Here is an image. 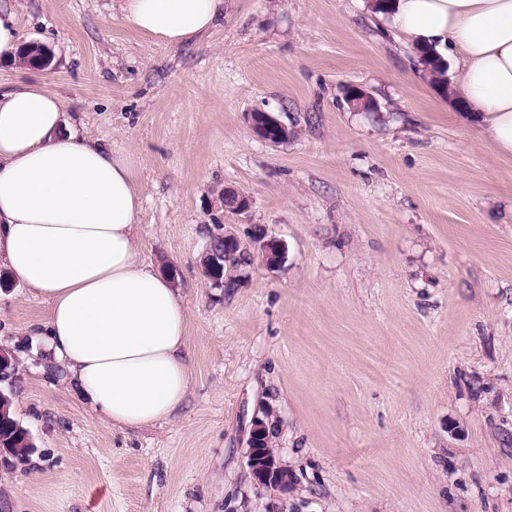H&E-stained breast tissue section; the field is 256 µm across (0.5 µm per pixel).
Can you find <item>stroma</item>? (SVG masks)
I'll use <instances>...</instances> for the list:
<instances>
[{
  "mask_svg": "<svg viewBox=\"0 0 512 512\" xmlns=\"http://www.w3.org/2000/svg\"><path fill=\"white\" fill-rule=\"evenodd\" d=\"M80 135L129 157L142 258L173 274L191 383L156 426L112 429L23 328L47 305L0 288L13 411L36 445L0 457V512H512V159L478 140L371 0H225L166 45L120 0H0ZM357 86L375 112L349 108ZM262 110L293 128L271 144ZM227 187L251 202L235 213ZM286 249L234 288L203 274L211 231ZM280 419L292 476L258 487L245 452ZM251 128L260 139L279 144L288 141L292 130L273 113L256 111L251 113Z\"/></svg>",
  "mask_w": 512,
  "mask_h": 512,
  "instance_id": "stroma-1",
  "label": "stroma"
}]
</instances>
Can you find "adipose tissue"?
<instances>
[{
  "mask_svg": "<svg viewBox=\"0 0 512 512\" xmlns=\"http://www.w3.org/2000/svg\"><path fill=\"white\" fill-rule=\"evenodd\" d=\"M224 0H123L121 20L175 46L211 30ZM394 29L438 58L477 136L512 158V0H392ZM134 170L111 144L80 136L62 99L0 87V262L48 305L28 335L113 427L155 425L191 382L187 312L168 273L139 252Z\"/></svg>",
  "mask_w": 512,
  "mask_h": 512,
  "instance_id": "adipose-tissue-1",
  "label": "adipose tissue"
}]
</instances>
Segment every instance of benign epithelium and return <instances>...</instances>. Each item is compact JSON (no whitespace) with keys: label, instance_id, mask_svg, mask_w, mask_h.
Instances as JSON below:
<instances>
[{"label":"benign epithelium","instance_id":"benign-epithelium-1","mask_svg":"<svg viewBox=\"0 0 512 512\" xmlns=\"http://www.w3.org/2000/svg\"><path fill=\"white\" fill-rule=\"evenodd\" d=\"M347 104L355 111L370 112L378 109L377 102L364 90L350 86L345 96ZM251 128L260 139L279 144L288 141L292 130L282 123L273 113L256 111L251 113ZM223 202H232L239 212H245L250 208V200L237 190L226 187L220 194ZM224 249L219 251L213 246H206L202 267L205 276L216 288L224 287V278L221 270L225 267L224 258L238 251L246 256L247 263L242 269L253 265L255 257H260L261 262L268 268L281 265L285 260V248L280 241L268 236L265 227L256 225L253 228L251 244L241 243L232 234L222 235ZM21 361L9 348L0 346V421H8L9 408L12 403L14 389L20 376ZM273 414L262 412L253 417L249 443L246 451L247 465L255 483L271 494H281L288 491L289 478L288 467L283 465L277 449L273 448L272 437L268 434L272 424ZM16 430L25 437L26 448H1L0 453L6 452L13 461L24 464L34 452V444L30 432L16 425Z\"/></svg>","mask_w":512,"mask_h":512}]
</instances>
